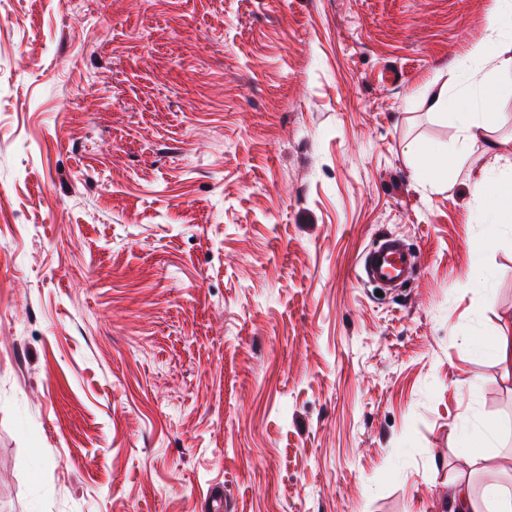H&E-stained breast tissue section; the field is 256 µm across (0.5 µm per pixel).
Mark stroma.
Returning <instances> with one entry per match:
<instances>
[{"label": "stroma", "mask_w": 512, "mask_h": 512, "mask_svg": "<svg viewBox=\"0 0 512 512\" xmlns=\"http://www.w3.org/2000/svg\"><path fill=\"white\" fill-rule=\"evenodd\" d=\"M491 6L0 0V512H449L481 417L512 479V230L409 150ZM361 265L363 274L369 281L396 288L414 270L416 257L398 239L383 237L363 255Z\"/></svg>", "instance_id": "35a3bbf8"}]
</instances>
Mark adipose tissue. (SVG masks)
Instances as JSON below:
<instances>
[{"instance_id": "ef3b65f1", "label": "adipose tissue", "mask_w": 512, "mask_h": 512, "mask_svg": "<svg viewBox=\"0 0 512 512\" xmlns=\"http://www.w3.org/2000/svg\"><path fill=\"white\" fill-rule=\"evenodd\" d=\"M488 39L475 44L460 62L467 76L465 83L433 79L425 96L428 111L449 115L457 129V145L449 154L433 146L417 143L412 147L421 176L444 182L448 172L466 170L473 153L484 149L487 135L498 118V102L512 98V50L501 47L500 38L512 34V0H496L489 16ZM473 195L482 202L492 226L512 223V145L493 150L488 168L471 175ZM451 512H512V493L498 479L489 477L482 490H474L466 477L448 482Z\"/></svg>"}]
</instances>
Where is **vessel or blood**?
Here are the masks:
<instances>
[{
	"mask_svg": "<svg viewBox=\"0 0 512 512\" xmlns=\"http://www.w3.org/2000/svg\"><path fill=\"white\" fill-rule=\"evenodd\" d=\"M361 265L369 281L396 288L412 273L416 257L398 239L385 237L363 255Z\"/></svg>",
	"mask_w": 512,
	"mask_h": 512,
	"instance_id": "obj_1",
	"label": "vessel or blood"
}]
</instances>
